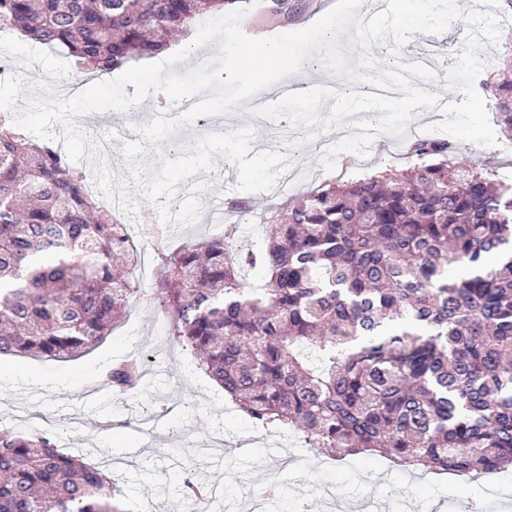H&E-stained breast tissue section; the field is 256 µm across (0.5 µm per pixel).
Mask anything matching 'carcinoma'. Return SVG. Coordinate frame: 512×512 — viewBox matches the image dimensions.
Here are the masks:
<instances>
[{
    "label": "carcinoma",
    "mask_w": 512,
    "mask_h": 512,
    "mask_svg": "<svg viewBox=\"0 0 512 512\" xmlns=\"http://www.w3.org/2000/svg\"><path fill=\"white\" fill-rule=\"evenodd\" d=\"M248 0H0V22L103 75L166 51ZM480 82L512 140V50ZM401 171L327 183L263 219L265 248L224 233L157 246L176 341L262 427L317 453L378 452L475 479L512 468V181L425 139ZM52 140L0 120V356L76 357L134 293L138 250ZM137 360L112 366L126 391ZM108 472L48 434L0 430V512H122Z\"/></svg>",
    "instance_id": "cac0c4a2"
}]
</instances>
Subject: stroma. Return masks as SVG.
I'll return each instance as SVG.
<instances>
[{"label":"stroma","mask_w":512,"mask_h":512,"mask_svg":"<svg viewBox=\"0 0 512 512\" xmlns=\"http://www.w3.org/2000/svg\"><path fill=\"white\" fill-rule=\"evenodd\" d=\"M335 0H288L286 13L272 14V0H250L244 16L247 36L259 38L313 24ZM211 127L230 131L253 127V152L285 151L287 119L255 121L237 111L214 116ZM291 129V128H290ZM338 139L319 133L301 147L304 174L290 191L298 197L310 187L356 174L362 158L340 154L335 171L318 159ZM141 262L137 291L125 317L94 350L66 360L0 357V428L43 431L67 453L86 452L89 463L110 468L114 500L122 512H186L189 503L177 487L187 473L223 489L219 512H250L249 493L270 480L280 481L288 512H323V490L340 504L371 501L382 512H411L420 502L437 512H512V470L499 473V494L490 498L481 479L434 475L418 482L412 472L382 456L365 453L331 459L304 449L300 465L275 471L267 458L274 438L256 432L251 420L228 409L223 390L197 369L190 352L173 339L165 308L154 296L157 264L144 234H137ZM130 356L144 358L141 381L126 392L105 385L102 375ZM54 380L51 388L33 385L31 376ZM223 430L234 448L221 462L201 446L214 430Z\"/></svg>","instance_id":"35a3bbf8"}]
</instances>
